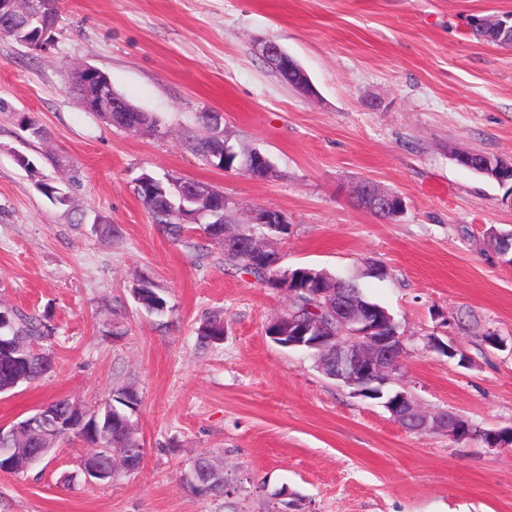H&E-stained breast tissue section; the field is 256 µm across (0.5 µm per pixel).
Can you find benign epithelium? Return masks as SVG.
<instances>
[{
  "mask_svg": "<svg viewBox=\"0 0 512 512\" xmlns=\"http://www.w3.org/2000/svg\"><path fill=\"white\" fill-rule=\"evenodd\" d=\"M43 13L35 14L27 9L26 0H0V16L13 21L39 20L53 10V0H43ZM492 39L504 48H512V31H508V18L496 16L482 20ZM262 58L272 68L278 70L288 66L290 55L275 41L264 43L259 49ZM70 89L81 104L92 112H131L123 99L115 95L106 74L97 68L81 65L70 71ZM210 137L216 144L213 152L216 158L233 152L227 144L221 122L210 123ZM262 164L260 174L270 178L275 170L261 151L255 149L251 161L243 162L238 171L250 172V166ZM170 182L176 188L182 204L179 214L191 219L194 224H205L209 217L224 210L228 199L223 191L204 190L199 182L182 177H172ZM351 199L363 209L384 215L389 219L400 209L394 206L399 195L385 189L372 180L363 179L352 186ZM251 224H285L284 213L273 209H257L249 220ZM224 249L247 252L261 259L269 247L261 241L242 239L235 232L224 231ZM315 296L322 299L327 308L334 312L336 330L331 331L319 324L315 335L293 336L288 346L317 350L318 362L330 378L354 389V393L364 396L383 392L402 364L405 347L397 331L393 317L381 313L379 309L352 299L341 279L336 285L321 288ZM392 418L403 428L423 433L440 430L454 439L462 440L473 436L474 429L463 418L441 412L432 416L424 413L405 391H398L384 402Z\"/></svg>",
  "mask_w": 512,
  "mask_h": 512,
  "instance_id": "7a95c632",
  "label": "benign epithelium"
}]
</instances>
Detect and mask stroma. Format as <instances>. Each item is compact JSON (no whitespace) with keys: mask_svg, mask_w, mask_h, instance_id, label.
Returning a JSON list of instances; mask_svg holds the SVG:
<instances>
[{"mask_svg":"<svg viewBox=\"0 0 512 512\" xmlns=\"http://www.w3.org/2000/svg\"><path fill=\"white\" fill-rule=\"evenodd\" d=\"M54 43L0 35V306L45 313L54 370L0 393V425L58 399L94 408L135 388L139 469L87 482L86 444L60 441L28 470L0 472V512H512V447L395 422L381 401L328 378L265 329L288 307L224 261L199 225L159 230L134 192L145 172L223 189L234 222L283 212L285 269L357 278L407 349L393 390L481 430L512 429V189L456 153L512 161V49L476 38L475 17L512 0H61ZM279 43L314 86L304 96L258 53ZM160 119L129 133L68 91L75 64ZM221 117L235 150L267 153L273 177L212 167L188 149L197 113ZM32 119L47 132L23 128ZM369 178L405 210L380 220L347 188ZM49 183L65 203L41 191ZM116 225L117 234L101 232ZM169 312L129 292L139 276ZM223 342L199 347L208 313ZM502 339L491 346L490 336ZM228 492L196 489L193 463ZM194 478L200 484L202 494L222 496L227 492V479L223 469L218 468L206 456L200 457L194 465Z\"/></svg>","mask_w":512,"mask_h":512,"instance_id":"stroma-1","label":"stroma"}]
</instances>
